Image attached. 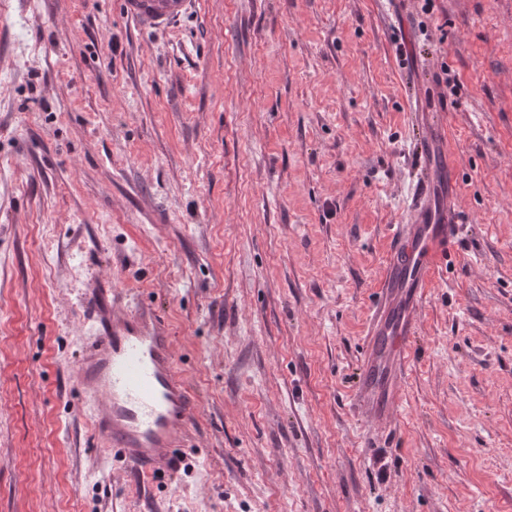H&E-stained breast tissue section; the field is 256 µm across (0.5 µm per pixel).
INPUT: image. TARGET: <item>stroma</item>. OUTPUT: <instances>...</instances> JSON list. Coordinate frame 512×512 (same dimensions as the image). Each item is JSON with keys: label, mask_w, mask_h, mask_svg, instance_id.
I'll return each instance as SVG.
<instances>
[{"label": "stroma", "mask_w": 512, "mask_h": 512, "mask_svg": "<svg viewBox=\"0 0 512 512\" xmlns=\"http://www.w3.org/2000/svg\"><path fill=\"white\" fill-rule=\"evenodd\" d=\"M444 116L465 215L389 422L354 382ZM193 399L161 476L94 431L85 299ZM0 512H512V0H0ZM190 0H119L122 13L140 26L161 27L183 16Z\"/></svg>", "instance_id": "1"}]
</instances>
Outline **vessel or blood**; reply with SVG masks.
Masks as SVG:
<instances>
[{
	"label": "vessel or blood",
	"mask_w": 512,
	"mask_h": 512,
	"mask_svg": "<svg viewBox=\"0 0 512 512\" xmlns=\"http://www.w3.org/2000/svg\"><path fill=\"white\" fill-rule=\"evenodd\" d=\"M122 13L139 25L161 27L183 16L189 0H119ZM431 167L418 179L407 223L395 225L393 246L379 296L369 316L367 355L357 400L373 424L389 421L398 406L420 309L438 259L458 238V195L435 204ZM81 386L97 405L99 432L130 463L162 470L173 449L186 443L192 399L176 368L172 338L162 322L143 311L116 313L102 304L100 329L79 365Z\"/></svg>",
	"instance_id": "b4317fda"
}]
</instances>
